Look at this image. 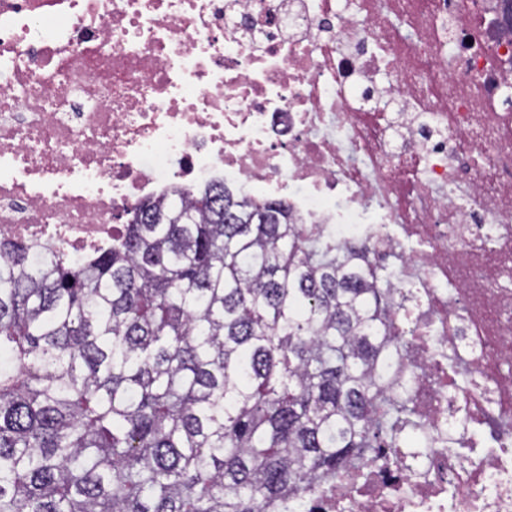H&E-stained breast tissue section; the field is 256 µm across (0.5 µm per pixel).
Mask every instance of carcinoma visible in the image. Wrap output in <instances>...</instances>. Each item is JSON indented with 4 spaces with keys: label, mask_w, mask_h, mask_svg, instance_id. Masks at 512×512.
I'll use <instances>...</instances> for the list:
<instances>
[{
    "label": "carcinoma",
    "mask_w": 512,
    "mask_h": 512,
    "mask_svg": "<svg viewBox=\"0 0 512 512\" xmlns=\"http://www.w3.org/2000/svg\"><path fill=\"white\" fill-rule=\"evenodd\" d=\"M393 273L222 183L82 265L0 242V512H272L413 448Z\"/></svg>",
    "instance_id": "cac0c4a2"
}]
</instances>
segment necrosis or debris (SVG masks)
<instances>
[{
    "mask_svg": "<svg viewBox=\"0 0 512 512\" xmlns=\"http://www.w3.org/2000/svg\"><path fill=\"white\" fill-rule=\"evenodd\" d=\"M496 2L0 0V241L77 263L177 188L280 197L306 231L395 268L412 334L385 384L413 396L424 446L380 449L295 512H512Z\"/></svg>",
    "mask_w": 512,
    "mask_h": 512,
    "instance_id": "1",
    "label": "necrosis or debris"
}]
</instances>
